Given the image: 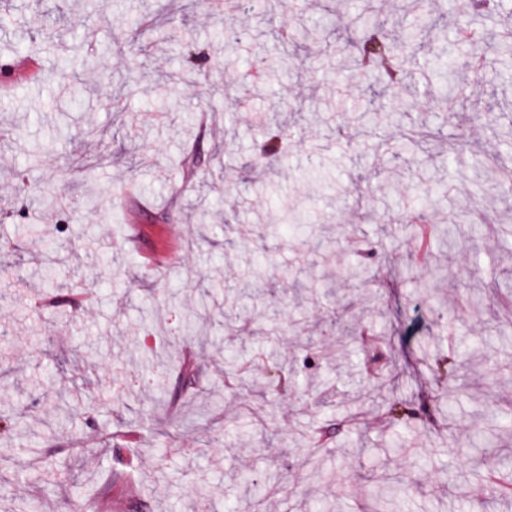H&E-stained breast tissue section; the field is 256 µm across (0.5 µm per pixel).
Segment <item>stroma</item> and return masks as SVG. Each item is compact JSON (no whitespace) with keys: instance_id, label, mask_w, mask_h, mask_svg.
<instances>
[{"instance_id":"1","label":"stroma","mask_w":512,"mask_h":512,"mask_svg":"<svg viewBox=\"0 0 512 512\" xmlns=\"http://www.w3.org/2000/svg\"><path fill=\"white\" fill-rule=\"evenodd\" d=\"M90 2L0 0V64L15 68L0 84V512L23 501L99 512L113 500L123 512H195L199 485L216 512H252L250 494L272 480L264 512H311L319 500L365 512L377 469L395 478L396 512H512L488 501L493 458L469 450L512 411L500 300L512 289V246L496 233L512 225V200L483 195L474 177L480 161L512 167V60L487 48L480 73L460 68V134L442 121L429 70L404 99L376 90L346 56L284 54L282 33L326 10L329 40L357 37L359 0L273 14L110 0L105 19ZM234 30L238 63L158 89L189 54L222 56L221 36ZM87 51L95 69L80 66ZM276 96L294 137L271 170L254 169L259 118ZM421 125L431 144L402 150ZM442 185L448 198L432 221L478 210L484 230L458 233L425 264L400 216ZM41 198L56 204L36 207ZM296 203L343 259L369 253L366 278L327 285L295 234L270 235L276 212ZM255 277L263 299L238 298ZM469 292L479 314L455 310ZM231 298L250 334L181 339L201 302L220 313ZM438 305L452 310L449 324ZM338 314L371 323L378 341L355 339L326 360ZM460 341L479 356L461 362L464 393L452 403L430 363ZM188 351L198 376L170 413L145 379L158 368L179 385ZM261 398L265 416L246 415ZM397 400L413 408L399 425L383 414ZM115 435L122 447L106 450ZM399 440L406 451L391 452Z\"/></svg>"}]
</instances>
